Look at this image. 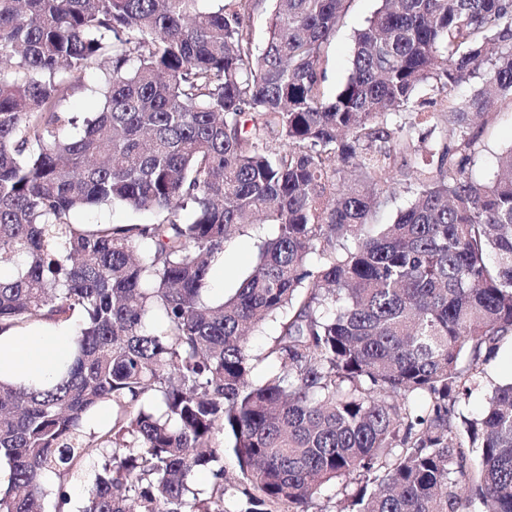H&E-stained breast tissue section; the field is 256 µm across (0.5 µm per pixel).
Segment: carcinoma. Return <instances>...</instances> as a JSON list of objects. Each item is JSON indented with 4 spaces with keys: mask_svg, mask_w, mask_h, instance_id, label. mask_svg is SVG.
Listing matches in <instances>:
<instances>
[{
    "mask_svg": "<svg viewBox=\"0 0 512 512\" xmlns=\"http://www.w3.org/2000/svg\"><path fill=\"white\" fill-rule=\"evenodd\" d=\"M202 2L0 0V332L84 318L55 386L0 381V512H43L48 473L66 499L90 457L83 512H224L231 492L238 512H310L340 479L360 483L349 512H512V380L461 409L512 337V146L472 176L476 124L512 99V0H381L330 100L349 0ZM91 71L103 106L69 107ZM427 105L445 136L412 169ZM397 172L414 200L373 224ZM102 202L162 219L75 227ZM251 224L276 235L208 301ZM103 403L112 425L85 432ZM274 232L275 227L271 224H257L247 227L243 235L227 245L224 263L213 265L210 273L209 298L212 301H222L234 292L240 280L251 270L260 241Z\"/></svg>",
    "mask_w": 512,
    "mask_h": 512,
    "instance_id": "cac0c4a2",
    "label": "carcinoma"
}]
</instances>
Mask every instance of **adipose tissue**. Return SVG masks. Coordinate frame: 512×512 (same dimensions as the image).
<instances>
[{
    "label": "adipose tissue",
    "mask_w": 512,
    "mask_h": 512,
    "mask_svg": "<svg viewBox=\"0 0 512 512\" xmlns=\"http://www.w3.org/2000/svg\"><path fill=\"white\" fill-rule=\"evenodd\" d=\"M77 336L72 323L0 332V381L24 387L54 385L60 370L73 359Z\"/></svg>",
    "instance_id": "1"
}]
</instances>
